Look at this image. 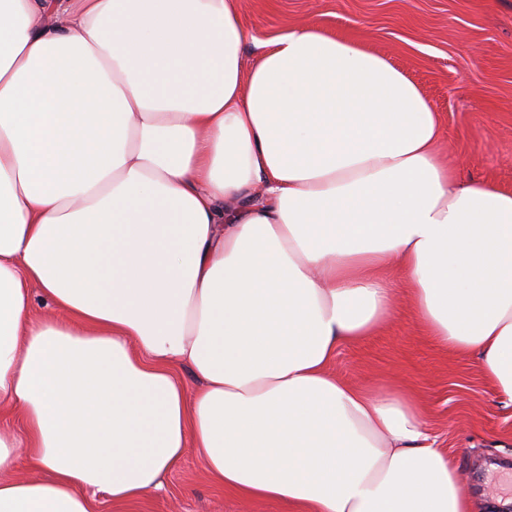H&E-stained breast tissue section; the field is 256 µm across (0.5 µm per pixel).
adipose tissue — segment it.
Returning <instances> with one entry per match:
<instances>
[{"instance_id":"ef3b65f1","label":"adipose tissue","mask_w":512,"mask_h":512,"mask_svg":"<svg viewBox=\"0 0 512 512\" xmlns=\"http://www.w3.org/2000/svg\"><path fill=\"white\" fill-rule=\"evenodd\" d=\"M237 2L0 0V512L133 504L190 451L292 512H478L421 405L330 364L395 274L512 399V192L385 57L305 25L245 64Z\"/></svg>"}]
</instances>
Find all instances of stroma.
Returning <instances> with one entry per match:
<instances>
[{"mask_svg":"<svg viewBox=\"0 0 512 512\" xmlns=\"http://www.w3.org/2000/svg\"><path fill=\"white\" fill-rule=\"evenodd\" d=\"M253 61L263 46L303 25L363 44L421 90L443 124L441 150L463 180L512 190V0H240ZM387 323L341 346L332 370L359 386L376 381L424 407L436 446L478 503L512 495V400L480 362L441 350L397 283ZM123 512H287L208 480L187 454L162 491Z\"/></svg>","mask_w":512,"mask_h":512,"instance_id":"stroma-1","label":"stroma"}]
</instances>
